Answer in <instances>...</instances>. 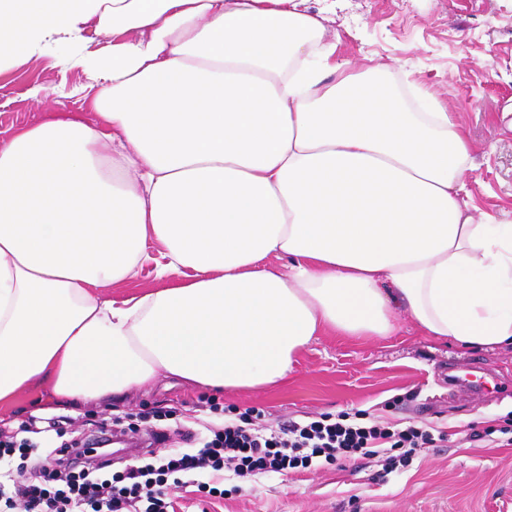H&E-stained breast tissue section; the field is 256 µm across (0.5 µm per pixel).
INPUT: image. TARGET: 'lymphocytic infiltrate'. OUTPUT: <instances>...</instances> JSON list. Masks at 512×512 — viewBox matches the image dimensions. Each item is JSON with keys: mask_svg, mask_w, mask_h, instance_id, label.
<instances>
[{"mask_svg": "<svg viewBox=\"0 0 512 512\" xmlns=\"http://www.w3.org/2000/svg\"><path fill=\"white\" fill-rule=\"evenodd\" d=\"M445 438L437 428L385 421L364 410L273 428L262 411L248 409L222 427L206 426L197 447L111 474L79 444L41 449L7 436L0 438V512H171L178 491L193 486L210 492L208 476L227 470L247 478L375 459L392 472ZM36 454L44 460L40 474L24 477L25 461Z\"/></svg>", "mask_w": 512, "mask_h": 512, "instance_id": "obj_1", "label": "lymphocytic infiltrate"}]
</instances>
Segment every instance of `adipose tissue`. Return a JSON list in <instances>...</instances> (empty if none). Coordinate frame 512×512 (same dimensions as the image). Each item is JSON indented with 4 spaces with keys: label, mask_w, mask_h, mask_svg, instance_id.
<instances>
[{
    "label": "adipose tissue",
    "mask_w": 512,
    "mask_h": 512,
    "mask_svg": "<svg viewBox=\"0 0 512 512\" xmlns=\"http://www.w3.org/2000/svg\"><path fill=\"white\" fill-rule=\"evenodd\" d=\"M306 3L0 0V64L87 76L85 112L0 139V405L271 388L315 337L404 318L512 347V224L469 197L465 131L337 58ZM150 242L178 282L112 299Z\"/></svg>",
    "instance_id": "ef3b65f1"
}]
</instances>
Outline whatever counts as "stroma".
I'll return each mask as SVG.
<instances>
[{
  "label": "stroma",
  "instance_id": "stroma-1",
  "mask_svg": "<svg viewBox=\"0 0 512 512\" xmlns=\"http://www.w3.org/2000/svg\"><path fill=\"white\" fill-rule=\"evenodd\" d=\"M330 33L341 55L358 69L387 70L391 87L411 107L430 111L440 102L465 130L472 171L467 189L481 213L512 217V135L497 134L492 118L512 100V0H334ZM77 67L52 58L25 60L0 73V138L62 109L80 111L83 101L39 103L30 92L76 88ZM479 367L512 386V350H468L402 327L385 338L316 337L297 359L285 385L225 393L211 398L191 384L161 379L119 402H69L50 387L35 385L0 409V430L17 431L29 417L63 413L66 439L94 441L103 423L119 417L137 430L139 454L109 448L110 472L124 471L136 456L186 447L202 424H220L224 408H258L269 425L321 413L364 410L384 420L417 421L445 431L435 448L422 449L412 464L383 474L358 460L344 467L234 480L230 499L202 502L181 491L175 512H512V393L493 398L470 393L460 402L446 381L449 363ZM490 430V439L470 440Z\"/></svg>",
  "mask_w": 512,
  "mask_h": 512
}]
</instances>
